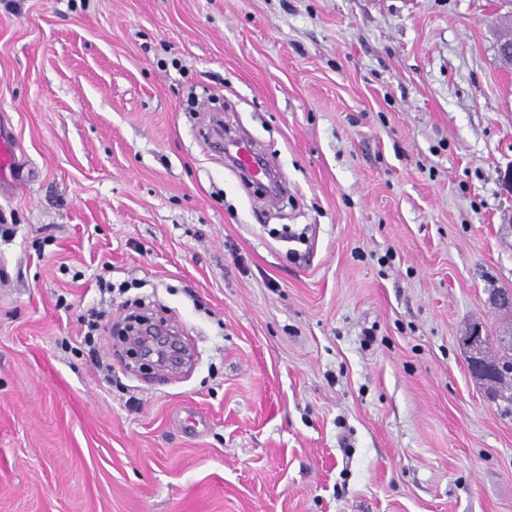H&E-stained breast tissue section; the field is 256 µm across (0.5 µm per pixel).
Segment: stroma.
I'll use <instances>...</instances> for the list:
<instances>
[{
    "instance_id": "35a3bbf8",
    "label": "stroma",
    "mask_w": 512,
    "mask_h": 512,
    "mask_svg": "<svg viewBox=\"0 0 512 512\" xmlns=\"http://www.w3.org/2000/svg\"><path fill=\"white\" fill-rule=\"evenodd\" d=\"M507 11L0 0L26 169L0 200V512H512V403L460 342L512 289ZM216 112L287 194L212 155ZM142 298L194 346L181 373L114 336Z\"/></svg>"
}]
</instances>
